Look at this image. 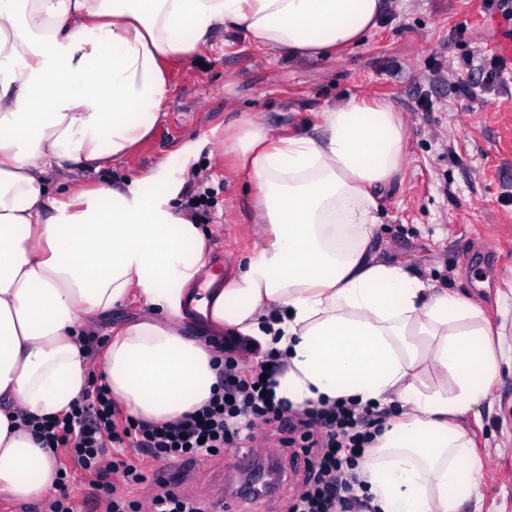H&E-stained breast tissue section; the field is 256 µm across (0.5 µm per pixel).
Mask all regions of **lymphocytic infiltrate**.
I'll return each mask as SVG.
<instances>
[{"label": "lymphocytic infiltrate", "mask_w": 512, "mask_h": 512, "mask_svg": "<svg viewBox=\"0 0 512 512\" xmlns=\"http://www.w3.org/2000/svg\"><path fill=\"white\" fill-rule=\"evenodd\" d=\"M235 347H225L220 391L207 405L175 421L138 424L124 415L105 386L94 388L70 413L29 421L43 447L68 457L61 480L45 500V512H78L66 481L72 472L92 475L106 496L105 512H132L129 487L145 482L151 464L170 466L183 457L209 458L253 443L257 423H277L284 447L301 446L304 486L288 512H356L364 504L355 493L357 469L386 419L375 405L339 400L317 410L289 413L265 376L278 370L279 357L267 354L240 370Z\"/></svg>", "instance_id": "lymphocytic-infiltrate-1"}]
</instances>
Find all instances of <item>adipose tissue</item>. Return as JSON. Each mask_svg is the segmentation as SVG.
Instances as JSON below:
<instances>
[{"label": "adipose tissue", "instance_id": "1", "mask_svg": "<svg viewBox=\"0 0 512 512\" xmlns=\"http://www.w3.org/2000/svg\"><path fill=\"white\" fill-rule=\"evenodd\" d=\"M386 0H0V493L52 492L55 456L21 419H46L90 385L93 320L130 298L148 312L110 336L101 380L142 423L180 420L219 383L212 333L281 352L276 398L392 407L359 478L369 512H463L479 471L456 423L487 398L501 336L456 295L370 249L374 191L400 172L403 126L354 97L323 134L276 138L249 122L230 151L255 190L267 242L229 280L204 274L207 243L175 188L136 178L52 197L48 175L103 167L149 137L168 70L235 26L292 55L359 43ZM207 335L186 336L188 308Z\"/></svg>", "mask_w": 512, "mask_h": 512}]
</instances>
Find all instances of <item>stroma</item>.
I'll use <instances>...</instances> for the list:
<instances>
[{
    "label": "stroma",
    "mask_w": 512,
    "mask_h": 512,
    "mask_svg": "<svg viewBox=\"0 0 512 512\" xmlns=\"http://www.w3.org/2000/svg\"><path fill=\"white\" fill-rule=\"evenodd\" d=\"M467 27L458 36V27ZM501 15L485 0H392L377 26L334 57L291 56L235 28L219 29L198 59L173 68L152 135L95 170L55 169L50 190L120 185L158 173L177 185L179 212L200 224L216 272L236 274L264 245L253 195L227 152L245 117L276 137L323 134L320 114L350 97L390 104L405 131L402 169L375 195L371 249L475 305L502 334L501 370L478 412L459 418L480 464L478 512H512V56ZM497 63L457 109L451 74ZM442 68L439 82L429 79ZM206 192L199 208L189 198ZM174 471L183 494L212 503L238 479L233 451Z\"/></svg>",
    "instance_id": "stroma-1"
}]
</instances>
